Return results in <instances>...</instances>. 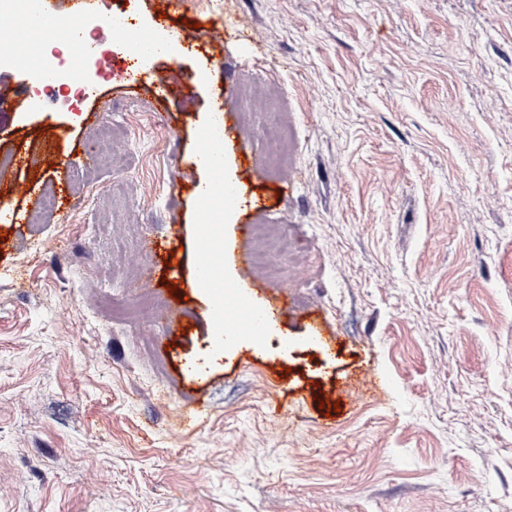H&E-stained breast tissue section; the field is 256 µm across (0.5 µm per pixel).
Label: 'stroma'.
I'll return each mask as SVG.
<instances>
[{
    "instance_id": "obj_1",
    "label": "stroma",
    "mask_w": 512,
    "mask_h": 512,
    "mask_svg": "<svg viewBox=\"0 0 512 512\" xmlns=\"http://www.w3.org/2000/svg\"><path fill=\"white\" fill-rule=\"evenodd\" d=\"M166 2L128 20L182 47L141 69L184 84L167 106L125 94L123 61L69 110L0 69V201L25 216L0 218V512H512V0ZM264 81L285 175L239 94ZM225 112L224 278L287 302L257 345L214 337L197 284V152ZM107 124L87 173L74 145ZM140 239L177 250V296ZM141 286L162 319H114L104 298Z\"/></svg>"
}]
</instances>
